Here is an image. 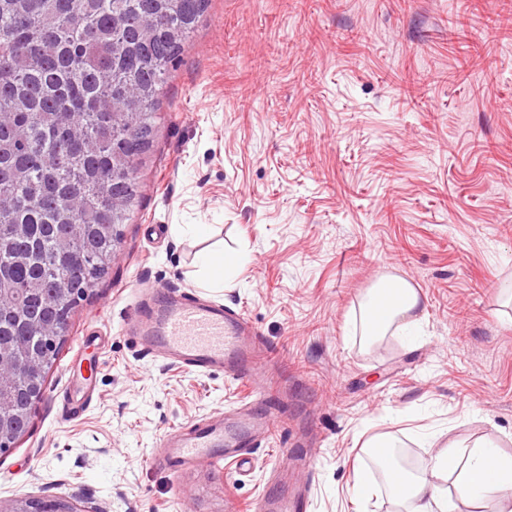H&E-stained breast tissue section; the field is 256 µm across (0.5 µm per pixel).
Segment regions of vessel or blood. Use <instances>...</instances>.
<instances>
[{
	"mask_svg": "<svg viewBox=\"0 0 512 512\" xmlns=\"http://www.w3.org/2000/svg\"><path fill=\"white\" fill-rule=\"evenodd\" d=\"M129 331L150 343L164 358L200 372L224 370L254 387L263 383V365L256 355L258 336L241 315L222 306L183 294H169L141 307ZM97 349L83 343L68 367L74 381L72 407L84 404L87 386L98 368ZM271 422L240 419L221 426L202 425L181 433L176 441L163 444L156 461L173 477L196 463L222 470L232 463L243 467L249 462L254 443L268 439ZM306 492L294 490L264 499L261 512H308Z\"/></svg>",
	"mask_w": 512,
	"mask_h": 512,
	"instance_id": "vessel-or-blood-1",
	"label": "vessel or blood"
}]
</instances>
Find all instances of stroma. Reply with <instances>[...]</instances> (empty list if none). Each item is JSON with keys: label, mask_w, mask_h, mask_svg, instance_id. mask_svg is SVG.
<instances>
[{"label": "stroma", "mask_w": 512, "mask_h": 512, "mask_svg": "<svg viewBox=\"0 0 512 512\" xmlns=\"http://www.w3.org/2000/svg\"><path fill=\"white\" fill-rule=\"evenodd\" d=\"M510 16L512 0H210L159 97L112 266L0 454V504L259 512L284 473L309 512H408L380 476L355 496L369 438H400L422 466L451 442L512 456ZM459 23L479 46L462 80ZM207 250L242 258L223 287L202 283ZM394 277L420 292L421 330L367 340L369 296ZM141 289L244 315L266 390L123 335ZM94 336L100 371L75 411L66 368ZM240 409L276 420L249 468L176 481L155 462L169 433ZM301 430L307 467L285 458Z\"/></svg>", "instance_id": "1"}]
</instances>
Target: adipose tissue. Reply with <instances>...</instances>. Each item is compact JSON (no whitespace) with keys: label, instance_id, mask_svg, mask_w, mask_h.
<instances>
[{"label":"adipose tissue","instance_id":"obj_1","mask_svg":"<svg viewBox=\"0 0 512 512\" xmlns=\"http://www.w3.org/2000/svg\"><path fill=\"white\" fill-rule=\"evenodd\" d=\"M422 299L407 281H399L394 288L392 306L381 324L364 317L365 335L377 337L393 331L409 335L418 327ZM458 472L457 489L461 497L496 499L498 512H512V457L499 455L494 447L482 444L467 452H460L456 444L438 449L424 474L400 476L389 474V481L398 488L396 497L409 501L411 512H446L448 502L440 481L443 475Z\"/></svg>","mask_w":512,"mask_h":512}]
</instances>
